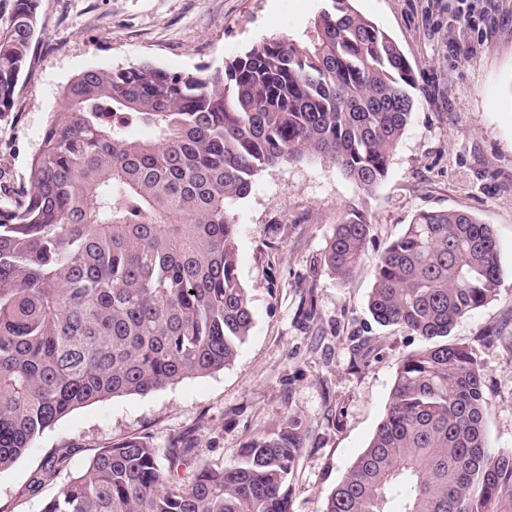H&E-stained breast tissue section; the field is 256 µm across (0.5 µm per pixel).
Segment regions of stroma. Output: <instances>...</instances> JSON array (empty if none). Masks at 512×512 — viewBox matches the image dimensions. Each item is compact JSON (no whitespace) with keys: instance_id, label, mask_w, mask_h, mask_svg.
Here are the masks:
<instances>
[{"instance_id":"35a3bbf8","label":"stroma","mask_w":512,"mask_h":512,"mask_svg":"<svg viewBox=\"0 0 512 512\" xmlns=\"http://www.w3.org/2000/svg\"><path fill=\"white\" fill-rule=\"evenodd\" d=\"M323 0H39L14 112L0 120V206L23 195L31 159L62 91L83 71L150 63L225 68L260 40L302 39ZM415 70L416 107L384 180L359 189L315 156L260 172L234 209L238 276L253 313L223 370L146 396L97 401L46 429L0 472V512H40L101 448L132 436L166 450L190 441L229 465L257 433L297 417L305 443L290 476L291 512H320L380 423L397 367L421 339L368 309L381 252L422 211L491 225L500 294L454 326L483 368L491 451L512 449V0H353ZM370 224L363 263L340 281L324 263L337 224ZM314 314L303 317L305 301ZM63 457L49 472L52 457ZM41 486H34L37 476Z\"/></svg>"}]
</instances>
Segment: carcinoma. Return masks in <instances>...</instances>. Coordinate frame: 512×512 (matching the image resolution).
<instances>
[{"mask_svg":"<svg viewBox=\"0 0 512 512\" xmlns=\"http://www.w3.org/2000/svg\"><path fill=\"white\" fill-rule=\"evenodd\" d=\"M38 4L17 0L0 37L1 119L16 106ZM414 82L350 0H325L307 40L265 39L223 70L79 74L22 198L0 208V472L75 409L230 364L253 324L234 206L261 171L315 155L373 190L415 109ZM368 236L359 219L337 225L324 261L339 280ZM500 283L491 226L462 212L416 214L379 255L374 319L426 346L402 359L372 440L321 512H512V449L489 451L477 353L450 339ZM303 444L295 417L227 466L187 444L161 453L125 438L42 512H290Z\"/></svg>","mask_w":512,"mask_h":512,"instance_id":"carcinoma-1","label":"carcinoma"}]
</instances>
